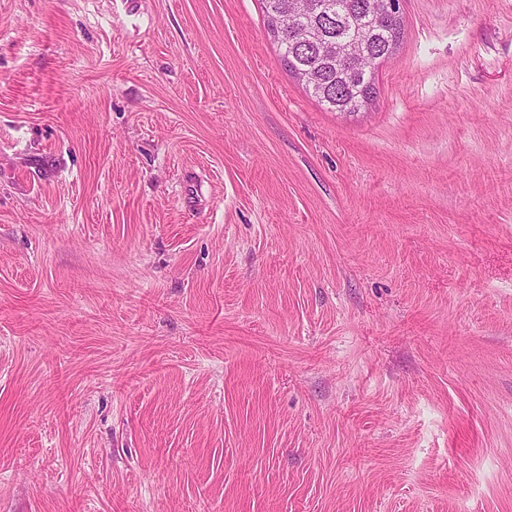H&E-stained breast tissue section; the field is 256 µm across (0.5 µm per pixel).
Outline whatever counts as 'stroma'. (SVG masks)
Segmentation results:
<instances>
[{
    "label": "stroma",
    "mask_w": 512,
    "mask_h": 512,
    "mask_svg": "<svg viewBox=\"0 0 512 512\" xmlns=\"http://www.w3.org/2000/svg\"><path fill=\"white\" fill-rule=\"evenodd\" d=\"M366 110L262 0H0V512H512V0H402Z\"/></svg>",
    "instance_id": "stroma-1"
}]
</instances>
